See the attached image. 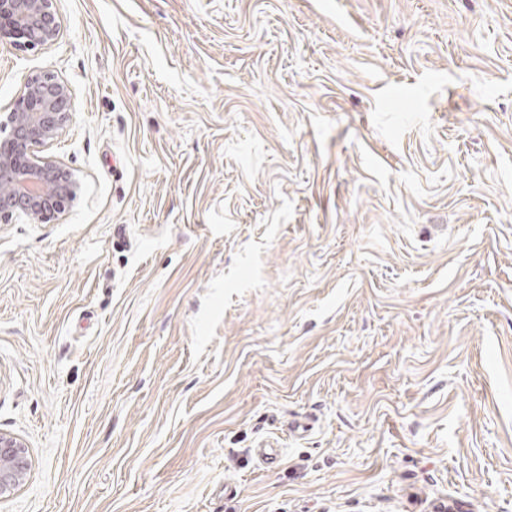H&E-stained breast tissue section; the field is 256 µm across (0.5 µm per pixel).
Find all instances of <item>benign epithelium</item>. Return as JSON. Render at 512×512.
Returning a JSON list of instances; mask_svg holds the SVG:
<instances>
[{"label": "benign epithelium", "instance_id": "7a95c632", "mask_svg": "<svg viewBox=\"0 0 512 512\" xmlns=\"http://www.w3.org/2000/svg\"><path fill=\"white\" fill-rule=\"evenodd\" d=\"M60 36L55 0H0V41L21 50L54 44ZM70 120V90L51 74L35 75L0 113V223L51 221L77 201L81 184L70 170L36 149L57 140ZM30 470L26 446L0 432V500L11 496Z\"/></svg>", "mask_w": 512, "mask_h": 512}]
</instances>
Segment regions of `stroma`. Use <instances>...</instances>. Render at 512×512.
I'll return each instance as SVG.
<instances>
[{
    "label": "stroma",
    "instance_id": "stroma-1",
    "mask_svg": "<svg viewBox=\"0 0 512 512\" xmlns=\"http://www.w3.org/2000/svg\"><path fill=\"white\" fill-rule=\"evenodd\" d=\"M55 8L0 42L82 185L0 223V512H512V0ZM30 470L26 446L12 435L0 432V500L11 496Z\"/></svg>",
    "mask_w": 512,
    "mask_h": 512
}]
</instances>
